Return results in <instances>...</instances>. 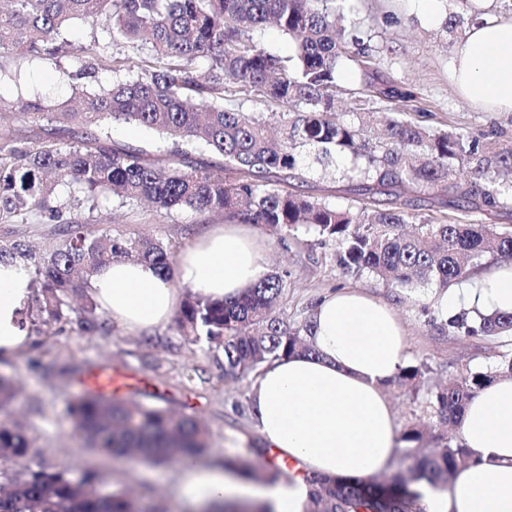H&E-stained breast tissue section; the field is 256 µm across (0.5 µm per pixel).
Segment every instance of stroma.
I'll use <instances>...</instances> for the list:
<instances>
[{"instance_id":"stroma-1","label":"stroma","mask_w":512,"mask_h":512,"mask_svg":"<svg viewBox=\"0 0 512 512\" xmlns=\"http://www.w3.org/2000/svg\"><path fill=\"white\" fill-rule=\"evenodd\" d=\"M336 8L347 21L368 31L378 49V62L368 74L342 69L340 85L354 89L366 79L387 85L407 94V102L399 106L406 119L421 127L481 132L492 150L512 148V112L481 111L452 83L450 65L458 36L446 33L438 19L441 0H337ZM81 66L75 58L57 65L21 55L1 57L0 96L11 101L21 96L47 104L66 102L72 95L66 74ZM404 199L409 212L426 217L451 223L469 217L497 228L512 225V208L488 214L441 205L432 195L408 193ZM94 216L98 232L141 233L164 239L179 252L224 222L217 214L168 215L148 206L129 210L108 202L100 203ZM257 232L266 247L267 272L285 276L286 297L278 311L289 321H302L324 293L340 287L358 289L394 309L406 334L407 363L427 368L421 391L397 386L386 390L398 431L423 428L427 448L459 436V429L439 425L431 416L425 389L512 355V333L467 336L449 328L448 318L467 307L463 287L399 292L369 273L344 272L335 247L320 245L314 235L301 233L284 240L263 226ZM98 366L142 380V387L124 391V398L200 416L210 430V449L196 460L200 467L223 466L261 439L248 410L250 383L225 376L221 351L187 342L170 324L149 335L116 327L90 336L80 331L72 316L50 327L31 326L26 349L12 359H0V375L22 388L1 414L19 424L30 441L27 456L5 463V470L25 474L64 459L72 476L96 471L106 491L134 488L149 512H190L181 496V468L106 456L79 435L69 405L80 392L77 379Z\"/></svg>"}]
</instances>
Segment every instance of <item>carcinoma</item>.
I'll return each instance as SVG.
<instances>
[{
  "mask_svg": "<svg viewBox=\"0 0 512 512\" xmlns=\"http://www.w3.org/2000/svg\"><path fill=\"white\" fill-rule=\"evenodd\" d=\"M0 10V57L27 55L58 61L88 59L77 75L100 71L111 80L97 90L74 87L75 104L48 106L17 98L16 123L0 126V224H55L60 239L34 253L23 239L0 241V264L20 263L36 289L34 319L42 325L78 307L80 330H109L87 294L90 277L115 258H136L166 278L174 248L153 237L93 229L103 200L121 208L144 202L167 214L221 213L231 223L258 224L286 238L304 227L319 244L334 245L340 267L368 272L389 287L428 284L448 289L470 269L461 258L512 261V229L450 224L405 210L395 188L443 192L493 211L512 202V151L491 152L473 132H430L399 112L338 121L343 67L373 63L372 37L342 24L336 0H7ZM72 19L92 29L89 40H69ZM274 22L294 44L276 55L253 30ZM126 52L104 53L97 30ZM139 63L131 74L132 57ZM231 78L251 94L254 111L225 95ZM108 120L135 123L166 143V153L113 143ZM349 161L347 177L369 202L341 208L309 193L315 175L336 159ZM473 165L474 180L450 181L454 168ZM285 283L267 274L233 300L186 289L174 317L180 336L222 350L224 374L248 379L266 363L314 352L311 318L291 323L277 312ZM448 326L467 335L512 332V313L453 316ZM427 368L406 365L393 383L417 384ZM512 376V358L485 370H467L430 393L427 405L444 425L457 424L468 400L494 378ZM78 430L112 456L182 465L209 448V429L196 416L150 403L78 395L70 405ZM30 442L15 424L0 420V461L27 455ZM253 444L227 463L246 480L267 485L288 480ZM476 461L463 441H447L414 455L412 475L390 479L314 474L306 512H421L414 483L447 487L448 475ZM100 477L68 467L28 474L0 472V512H149L130 491L103 496ZM222 512H272L260 501L226 503Z\"/></svg>",
  "mask_w": 512,
  "mask_h": 512,
  "instance_id": "cac0c4a2",
  "label": "carcinoma"
}]
</instances>
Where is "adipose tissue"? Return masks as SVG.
<instances>
[{
    "label": "adipose tissue",
    "mask_w": 512,
    "mask_h": 512,
    "mask_svg": "<svg viewBox=\"0 0 512 512\" xmlns=\"http://www.w3.org/2000/svg\"><path fill=\"white\" fill-rule=\"evenodd\" d=\"M460 94L493 112H512V20L472 25L451 61ZM257 235L227 224L178 257V285L148 263L119 260L103 266L90 293L113 325L148 334L166 324L181 304L180 286L230 299L264 274ZM20 264H0V358L25 348L22 327L31 290ZM471 306L512 312V264L466 291ZM313 353L265 364L252 382L251 416L265 443L295 461L287 483L259 491L238 485L224 470L186 462L183 494L217 507L237 497L271 499L275 512H305L306 474L369 477L384 471L397 445V429L384 395L403 366L405 332L391 306L355 290L326 295L312 313ZM478 459L459 469L447 489L426 488L422 512H512V378L479 390L460 422Z\"/></svg>",
    "instance_id": "obj_1"
}]
</instances>
